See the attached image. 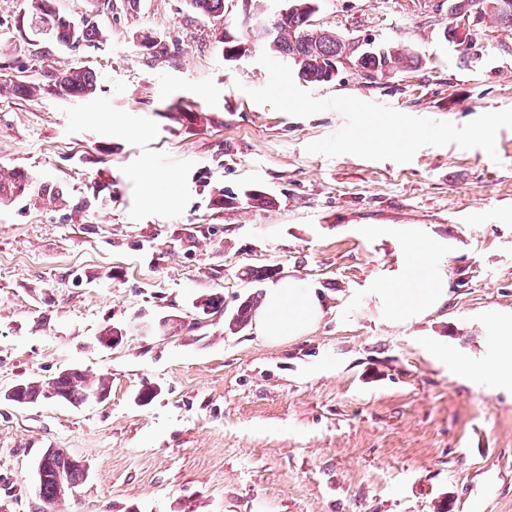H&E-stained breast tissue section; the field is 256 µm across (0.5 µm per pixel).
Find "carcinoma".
Here are the masks:
<instances>
[{
  "label": "carcinoma",
  "instance_id": "1",
  "mask_svg": "<svg viewBox=\"0 0 512 512\" xmlns=\"http://www.w3.org/2000/svg\"><path fill=\"white\" fill-rule=\"evenodd\" d=\"M50 0H30L31 18L49 30L55 39L68 47L89 44L99 32L88 22L82 21L72 27L60 23L56 10L49 7ZM189 5L214 18L224 17V0H187ZM318 0H285L287 13L269 17L268 22L277 25V35L266 39V50L274 58L288 57L295 63L297 76L306 83L319 84L328 81L331 68L336 66V57L352 48L339 40L340 34L313 27L312 16ZM450 4H461L479 19L494 18L504 28H512V0H448ZM415 59L406 47L395 43H380L362 57L361 66L371 73V81L409 65ZM97 78L94 72L75 68L60 73H48L45 82L19 81L12 84L15 92L33 96L41 92L62 97H83L93 93ZM18 193H26L37 202L63 204L59 189L29 179L24 183L6 180L0 175V201H9ZM257 298L241 303L228 321L230 331L240 332L249 326L252 310ZM109 383L104 379L94 382L73 369L58 373L44 384L37 380L20 383L18 393L21 403L34 404L42 399L62 398L75 405L83 401L84 393L108 392ZM73 456L62 448H48L41 456L44 462L45 479L39 487V497L55 504L62 500L61 486L66 484L74 491L87 479V471L72 464Z\"/></svg>",
  "mask_w": 512,
  "mask_h": 512
}]
</instances>
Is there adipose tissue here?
<instances>
[{"label": "adipose tissue", "mask_w": 512, "mask_h": 512, "mask_svg": "<svg viewBox=\"0 0 512 512\" xmlns=\"http://www.w3.org/2000/svg\"><path fill=\"white\" fill-rule=\"evenodd\" d=\"M409 244L413 264L391 280L373 283L370 289L379 320L390 326L424 321L448 300V271L435 261L433 245L418 235L410 236ZM322 315L323 304L313 288L304 280L288 278L266 291L256 317L257 331L270 344L292 341L312 331ZM486 321L508 357L480 372L494 385L512 388V314L491 309Z\"/></svg>", "instance_id": "ef3b65f1"}]
</instances>
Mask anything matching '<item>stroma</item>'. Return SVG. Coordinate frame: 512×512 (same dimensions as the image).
Segmentation results:
<instances>
[{
    "label": "stroma",
    "instance_id": "stroma-1",
    "mask_svg": "<svg viewBox=\"0 0 512 512\" xmlns=\"http://www.w3.org/2000/svg\"><path fill=\"white\" fill-rule=\"evenodd\" d=\"M101 30L68 48L21 36L29 0H0L8 76L84 67L98 90L73 100L0 85V174L50 183L63 206L0 205V505L8 512H512V389L435 362L502 359L487 310L512 311V129L481 149L425 147L407 163L307 153L346 123L253 102L263 24L280 8L224 0L215 19L186 0H54ZM317 27L407 46L417 60L378 82L346 69L310 86L464 125L512 108V34L480 21L476 58L445 39L448 0H318ZM156 46L144 50V37ZM249 53L234 62L224 44ZM202 113L188 123L170 106ZM121 116L124 128L103 119ZM147 167L169 174L146 195ZM265 191L270 204L244 193ZM232 197L216 209L215 192ZM437 246L446 305L404 327L381 323L369 289L410 262L409 234ZM307 281L324 315L272 346L227 318L265 285ZM222 312L199 315L203 295ZM198 320L191 332L159 322ZM154 326L151 335L139 327ZM110 327L123 337L99 342ZM79 368L104 401L20 405L7 391ZM154 388L150 400L141 392ZM83 461L75 496L42 501L45 449Z\"/></svg>",
    "mask_w": 512,
    "mask_h": 512
}]
</instances>
